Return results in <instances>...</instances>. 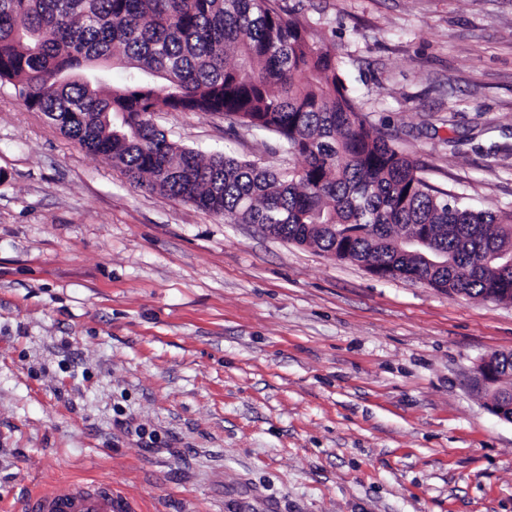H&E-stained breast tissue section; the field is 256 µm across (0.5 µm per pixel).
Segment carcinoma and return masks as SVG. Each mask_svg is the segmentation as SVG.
I'll return each instance as SVG.
<instances>
[{"label": "carcinoma", "instance_id": "carcinoma-1", "mask_svg": "<svg viewBox=\"0 0 512 512\" xmlns=\"http://www.w3.org/2000/svg\"><path fill=\"white\" fill-rule=\"evenodd\" d=\"M111 66L133 70L129 81L107 84ZM6 82L138 186L450 295L512 300V210H476L431 185L367 128L336 53L279 0H0ZM156 112L222 114L304 165L204 159L168 140ZM425 232L448 264L399 246Z\"/></svg>", "mask_w": 512, "mask_h": 512}]
</instances>
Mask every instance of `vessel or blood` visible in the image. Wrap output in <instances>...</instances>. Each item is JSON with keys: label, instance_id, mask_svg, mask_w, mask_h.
<instances>
[{"label": "vessel or blood", "instance_id": "1", "mask_svg": "<svg viewBox=\"0 0 512 512\" xmlns=\"http://www.w3.org/2000/svg\"><path fill=\"white\" fill-rule=\"evenodd\" d=\"M25 512H130V508L114 495L111 482L68 481L32 493Z\"/></svg>", "mask_w": 512, "mask_h": 512}]
</instances>
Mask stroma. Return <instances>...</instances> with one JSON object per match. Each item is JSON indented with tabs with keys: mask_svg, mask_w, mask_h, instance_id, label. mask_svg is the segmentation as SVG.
Instances as JSON below:
<instances>
[{
	"mask_svg": "<svg viewBox=\"0 0 512 512\" xmlns=\"http://www.w3.org/2000/svg\"><path fill=\"white\" fill-rule=\"evenodd\" d=\"M429 183L512 210V0H281ZM262 165L277 138L158 112ZM512 302L380 278L135 187L0 85V512L104 479L134 512H512L470 381Z\"/></svg>",
	"mask_w": 512,
	"mask_h": 512,
	"instance_id": "stroma-1",
	"label": "stroma"
}]
</instances>
